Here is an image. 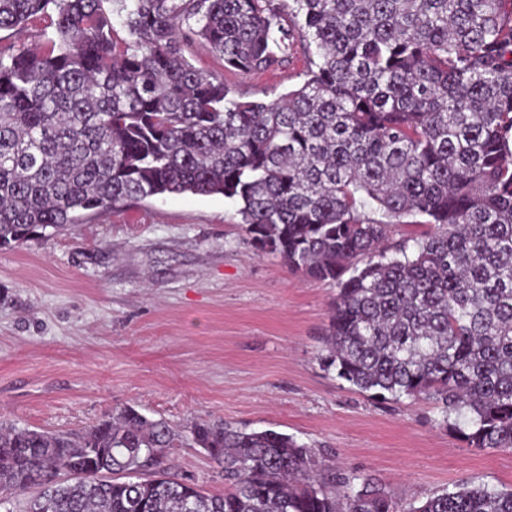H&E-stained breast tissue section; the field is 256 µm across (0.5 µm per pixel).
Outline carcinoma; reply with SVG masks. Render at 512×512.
<instances>
[{"mask_svg":"<svg viewBox=\"0 0 512 512\" xmlns=\"http://www.w3.org/2000/svg\"><path fill=\"white\" fill-rule=\"evenodd\" d=\"M42 19L39 50L0 38V249L133 201L234 199L259 248L336 284L338 378L512 449V0H0V31ZM296 33L318 62L269 103L183 54L198 39L226 71L265 72ZM188 443L224 493L170 475ZM18 496L26 512H512V489L468 481L403 506L292 435L133 406L79 433L0 423V504Z\"/></svg>","mask_w":512,"mask_h":512,"instance_id":"carcinoma-1","label":"carcinoma"}]
</instances>
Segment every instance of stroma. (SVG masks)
<instances>
[{"label": "stroma", "mask_w": 512, "mask_h": 512, "mask_svg": "<svg viewBox=\"0 0 512 512\" xmlns=\"http://www.w3.org/2000/svg\"><path fill=\"white\" fill-rule=\"evenodd\" d=\"M314 60L298 40L276 69L225 80L267 102ZM336 293L260 252L221 195L132 202L0 249V422L80 432L132 405L178 426L292 435L400 502L465 480L512 487V450L469 447L434 402L376 398L325 367ZM172 472L224 491L202 449H175Z\"/></svg>", "instance_id": "obj_1"}]
</instances>
